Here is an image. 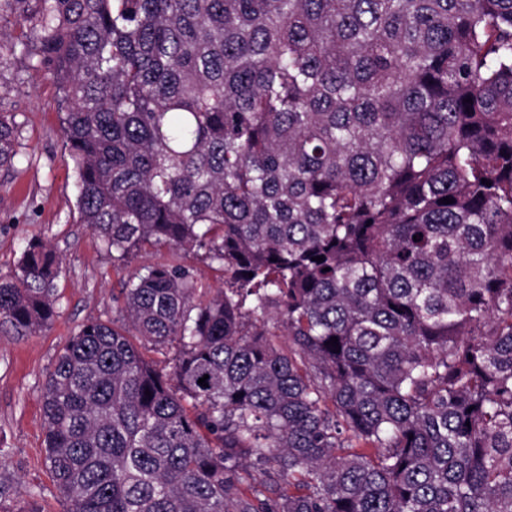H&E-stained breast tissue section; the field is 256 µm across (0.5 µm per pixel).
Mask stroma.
Instances as JSON below:
<instances>
[{"label": "stroma", "mask_w": 512, "mask_h": 512, "mask_svg": "<svg viewBox=\"0 0 512 512\" xmlns=\"http://www.w3.org/2000/svg\"><path fill=\"white\" fill-rule=\"evenodd\" d=\"M14 34L12 19L0 11V112L13 115L21 130L12 167L0 170V276L17 271L33 240L55 252L61 270L50 327L18 336L0 324V512H64L45 461L41 393L68 338L89 319L118 314L123 282L139 266H187L205 290L222 287L224 277L201 256L167 248L116 260L79 222L57 88L35 57L11 51Z\"/></svg>", "instance_id": "obj_1"}]
</instances>
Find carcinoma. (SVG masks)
<instances>
[{
	"label": "carcinoma",
	"mask_w": 512,
	"mask_h": 512,
	"mask_svg": "<svg viewBox=\"0 0 512 512\" xmlns=\"http://www.w3.org/2000/svg\"><path fill=\"white\" fill-rule=\"evenodd\" d=\"M1 7L56 82L80 223L224 273L204 298L144 265L65 343V512H512V0ZM18 139L1 112L0 169ZM57 275L32 242L0 278L14 333Z\"/></svg>",
	"instance_id": "cac0c4a2"
}]
</instances>
